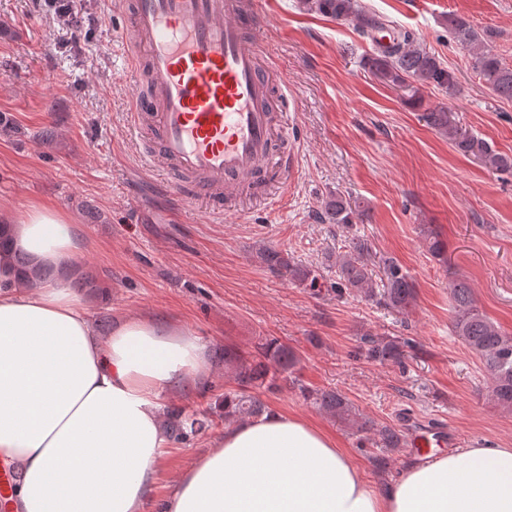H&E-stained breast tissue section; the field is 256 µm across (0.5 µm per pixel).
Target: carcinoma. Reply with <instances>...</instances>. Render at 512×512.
<instances>
[{
	"label": "carcinoma",
	"instance_id": "cac0c4a2",
	"mask_svg": "<svg viewBox=\"0 0 512 512\" xmlns=\"http://www.w3.org/2000/svg\"><path fill=\"white\" fill-rule=\"evenodd\" d=\"M300 8L338 22H349L364 37L374 41L373 54L364 58L363 66L382 83L394 87H411L417 94L421 87L453 91L457 87L456 71L445 65L435 54L416 44L413 33L384 19L361 0H299ZM448 33L455 43L471 52L472 70L494 94L512 100V64L488 51L486 44L493 38L489 30L479 31L466 18L450 14ZM426 124L448 137L460 154L481 160L486 167L499 172L512 171V156L494 150L485 140L471 134L456 120V113L446 107L433 108L424 113ZM360 202L341 193L325 203L324 209L332 224L349 227L358 212ZM258 258L274 273L293 283L316 287L318 274L313 266L304 265L286 250L262 247ZM15 266L24 278V284L33 285L51 276L53 270L34 263L22 252L13 254ZM334 288L360 294L399 314L408 313L415 305V285L402 267L391 259L379 264L384 288L378 292L373 286L374 263L371 246L366 239L352 235L347 250L336 261ZM454 309L453 331L481 359L490 380L491 397L500 406L512 411V335L504 333L492 320L479 312L471 288L463 281L450 286ZM407 341L367 339L363 348L368 361L376 364L403 366ZM224 365L233 369L237 389L224 394V421L257 417L265 411L259 398L263 390H271L279 378L288 379V370L296 364L293 352L267 339L247 356L226 347L222 353ZM307 399L334 417L347 420L350 405L335 391L304 390ZM169 436L181 443L190 441L208 430L213 420L205 411L187 413L181 408L167 410ZM366 437L361 443L375 448H399L403 435L392 426L379 429L366 423L360 425Z\"/></svg>",
	"mask_w": 512,
	"mask_h": 512
}]
</instances>
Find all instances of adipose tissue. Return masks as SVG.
<instances>
[{"instance_id":"adipose-tissue-1","label":"adipose tissue","mask_w":512,"mask_h":512,"mask_svg":"<svg viewBox=\"0 0 512 512\" xmlns=\"http://www.w3.org/2000/svg\"><path fill=\"white\" fill-rule=\"evenodd\" d=\"M80 248L77 225L39 205L0 251V463L21 468L16 512H148L164 395L206 385L207 349L139 315L99 337L63 282L19 286L13 250L58 265ZM159 512H512V448H456L381 490L332 437L271 411L225 427Z\"/></svg>"}]
</instances>
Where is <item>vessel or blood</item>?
Listing matches in <instances>:
<instances>
[{
	"mask_svg": "<svg viewBox=\"0 0 512 512\" xmlns=\"http://www.w3.org/2000/svg\"><path fill=\"white\" fill-rule=\"evenodd\" d=\"M123 44L149 78L134 99V129L151 127L143 151L165 163L169 193L211 204L265 184L286 185L295 162L288 115L275 103L288 88L247 34L264 24L255 0H132Z\"/></svg>",
	"mask_w": 512,
	"mask_h": 512,
	"instance_id": "obj_1",
	"label": "vessel or blood"
}]
</instances>
